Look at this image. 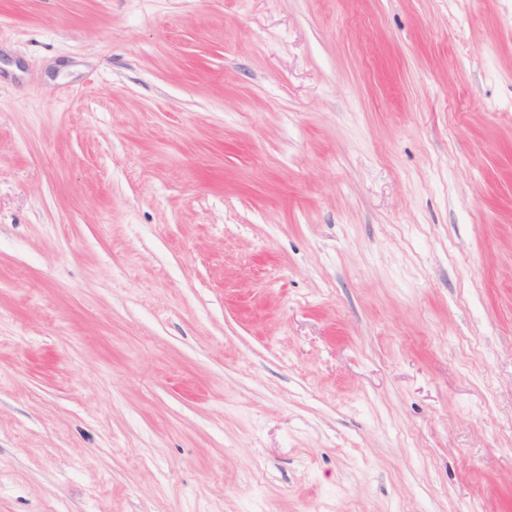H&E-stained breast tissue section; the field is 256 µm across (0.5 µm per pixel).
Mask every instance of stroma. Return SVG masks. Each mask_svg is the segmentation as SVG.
I'll list each match as a JSON object with an SVG mask.
<instances>
[{
  "label": "stroma",
  "instance_id": "stroma-1",
  "mask_svg": "<svg viewBox=\"0 0 512 512\" xmlns=\"http://www.w3.org/2000/svg\"><path fill=\"white\" fill-rule=\"evenodd\" d=\"M0 512H512V0H0Z\"/></svg>",
  "mask_w": 512,
  "mask_h": 512
}]
</instances>
